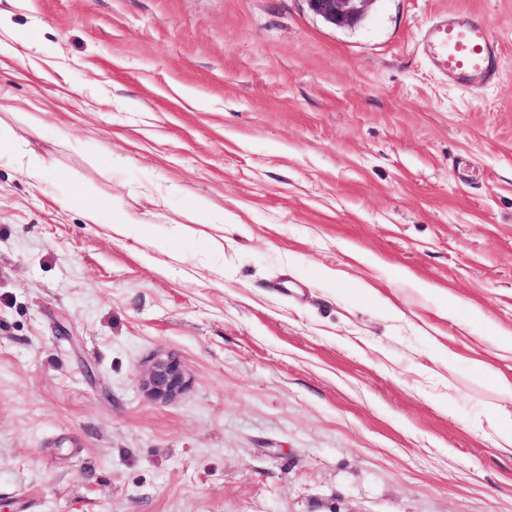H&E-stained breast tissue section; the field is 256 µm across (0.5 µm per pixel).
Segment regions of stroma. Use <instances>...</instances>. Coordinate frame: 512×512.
<instances>
[{
  "instance_id": "obj_1",
  "label": "stroma",
  "mask_w": 512,
  "mask_h": 512,
  "mask_svg": "<svg viewBox=\"0 0 512 512\" xmlns=\"http://www.w3.org/2000/svg\"><path fill=\"white\" fill-rule=\"evenodd\" d=\"M448 12L498 43L478 90L422 49ZM0 21V148L45 166L0 165V512H512V0ZM166 355L188 385L159 402ZM374 0H307L312 11L334 26H352ZM186 385L180 362L172 357L157 358L142 379V388L154 399L167 401L175 398Z\"/></svg>"
}]
</instances>
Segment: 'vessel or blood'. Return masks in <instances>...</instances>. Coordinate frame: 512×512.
Returning <instances> with one entry per match:
<instances>
[{"instance_id": "b4317fda", "label": "vessel or blood", "mask_w": 512, "mask_h": 512, "mask_svg": "<svg viewBox=\"0 0 512 512\" xmlns=\"http://www.w3.org/2000/svg\"><path fill=\"white\" fill-rule=\"evenodd\" d=\"M423 47L433 66L468 90L482 87L495 73L498 45L489 30L450 13L429 26Z\"/></svg>"}]
</instances>
